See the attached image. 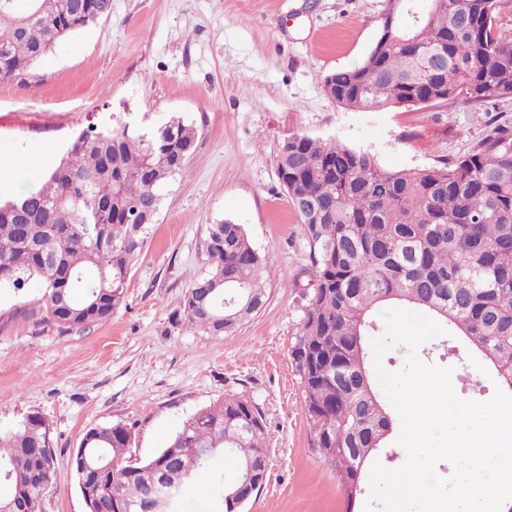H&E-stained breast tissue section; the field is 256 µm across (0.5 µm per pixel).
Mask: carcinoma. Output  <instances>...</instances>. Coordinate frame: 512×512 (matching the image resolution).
I'll use <instances>...</instances> for the list:
<instances>
[{
    "label": "carcinoma",
    "instance_id": "cac0c4a2",
    "mask_svg": "<svg viewBox=\"0 0 512 512\" xmlns=\"http://www.w3.org/2000/svg\"><path fill=\"white\" fill-rule=\"evenodd\" d=\"M415 2L386 0L371 52L328 74L324 94L354 112L407 99H512V0H435L420 22L407 12ZM83 3L84 17L63 0H0V81L23 75L112 9V0ZM195 140L179 117L157 128L82 132L39 186L0 197V286L39 289L44 321L62 332L110 318ZM277 176L304 224L314 277L291 357L313 446L353 512L393 426L368 345L383 306L445 323L512 392V131L495 126L462 158L399 170L382 168L368 149L295 134L280 144ZM203 251L207 268L185 293L183 323L218 338L264 307L274 261L231 220L208 225ZM131 436L125 424L96 425L74 455L78 481L97 473L101 512H140L151 488L183 489L222 453L238 466L228 481L211 475L212 504L225 512L224 487L268 450L264 413L238 393L197 410L147 459L133 460ZM53 466L43 417L0 429V502L39 512Z\"/></svg>",
    "mask_w": 512,
    "mask_h": 512
}]
</instances>
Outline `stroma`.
<instances>
[{
    "label": "stroma",
    "mask_w": 512,
    "mask_h": 512,
    "mask_svg": "<svg viewBox=\"0 0 512 512\" xmlns=\"http://www.w3.org/2000/svg\"><path fill=\"white\" fill-rule=\"evenodd\" d=\"M384 10L385 0H112L27 75L0 81V157L42 173L91 127L179 116L196 130L109 319L64 334L44 323L37 291L0 289V426L40 414L56 453L41 512H85L72 457L90 427L128 425L132 453L147 458L230 392L261 407L271 448L267 481L243 512H345L290 355L312 275L278 148L302 134L370 150L388 170L424 168L465 156L491 126L512 127V99L373 112L329 100L325 76L367 57ZM225 219L272 254L275 273L265 306L217 339L180 319L206 267V227ZM430 362L452 368L461 399L493 397L496 373L480 354L466 353L463 370L437 353Z\"/></svg>",
    "instance_id": "obj_1"
}]
</instances>
